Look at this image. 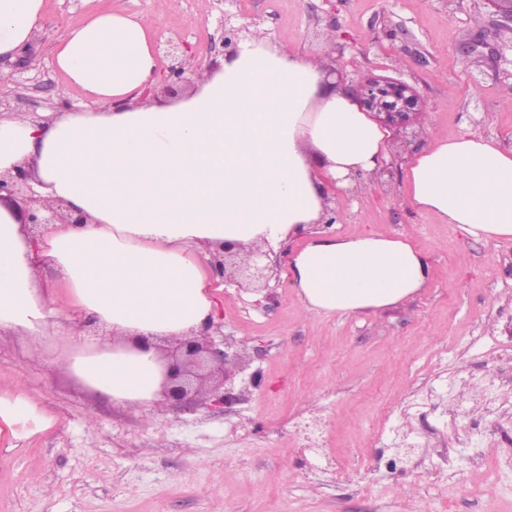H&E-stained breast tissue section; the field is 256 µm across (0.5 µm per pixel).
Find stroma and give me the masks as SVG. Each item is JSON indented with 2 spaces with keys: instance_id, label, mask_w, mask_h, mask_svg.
<instances>
[{
  "instance_id": "obj_1",
  "label": "stroma",
  "mask_w": 512,
  "mask_h": 512,
  "mask_svg": "<svg viewBox=\"0 0 512 512\" xmlns=\"http://www.w3.org/2000/svg\"><path fill=\"white\" fill-rule=\"evenodd\" d=\"M116 5L163 18L217 71L222 38L262 32L326 56L349 87L415 89L421 115L391 132L383 172L331 190L333 233L406 236L425 288L377 313L313 315L289 288L290 240L268 288L225 283L217 321L245 361L223 412L141 413L87 388L48 336L45 366L0 335V395L24 393L47 429L0 435V512H512V239L486 241L409 202L404 170L431 130L512 149V23L489 0H44L29 63L4 61L0 110L90 112L54 64L60 38ZM410 399L420 412L386 416ZM317 445L305 447L306 437Z\"/></svg>"
}]
</instances>
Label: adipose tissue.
Returning <instances> with one entry per match:
<instances>
[{
  "instance_id": "obj_1",
  "label": "adipose tissue",
  "mask_w": 512,
  "mask_h": 512,
  "mask_svg": "<svg viewBox=\"0 0 512 512\" xmlns=\"http://www.w3.org/2000/svg\"><path fill=\"white\" fill-rule=\"evenodd\" d=\"M43 0H0V57L32 39ZM159 19L112 6L60 40L55 62L92 112L0 119V174L23 168L35 196L84 214L30 238L0 198V332L38 346L69 336V370L134 411L159 398L164 362L151 342L200 330L223 285L203 260L217 243L279 250L307 232L290 288L314 315H356L425 288L428 264L405 237L320 230L328 187L356 184L386 158L389 133L323 60L262 33L217 73L165 105L132 107L154 76ZM411 205L484 240L512 239V149L468 132L434 135L407 164ZM54 272L40 288L35 263ZM95 318L107 337L77 332ZM49 427L24 395L0 396V432Z\"/></svg>"
}]
</instances>
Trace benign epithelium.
<instances>
[{"label": "benign epithelium", "instance_id": "1", "mask_svg": "<svg viewBox=\"0 0 512 512\" xmlns=\"http://www.w3.org/2000/svg\"><path fill=\"white\" fill-rule=\"evenodd\" d=\"M164 53L171 61L169 77L176 82L188 84L185 59L182 58V44L172 40L166 42ZM356 95L363 107L374 113L383 125L402 130L412 124L417 114L419 98L414 90L403 82L384 78L368 80L356 88ZM27 174L19 171L13 175L0 176V192L5 191L21 200L27 225L32 236L52 224H82L83 216L72 217L61 203L43 202L29 191ZM239 248L224 245L211 253L210 264L221 277H226V258L238 255ZM263 256L260 248H253L247 254L243 267L246 279L262 280V268L257 258ZM218 331L215 323H207L199 334L176 340L165 350L168 359L162 386V397L171 406L191 410L207 398L213 406L226 405L235 399L228 384L240 363L238 352L222 348L225 340H215Z\"/></svg>", "mask_w": 512, "mask_h": 512}]
</instances>
